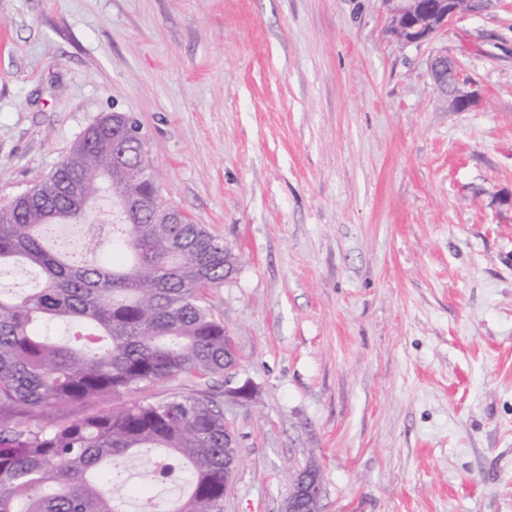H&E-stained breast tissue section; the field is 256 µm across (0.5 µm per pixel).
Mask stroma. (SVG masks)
Returning <instances> with one entry per match:
<instances>
[{
  "instance_id": "stroma-1",
  "label": "stroma",
  "mask_w": 512,
  "mask_h": 512,
  "mask_svg": "<svg viewBox=\"0 0 512 512\" xmlns=\"http://www.w3.org/2000/svg\"><path fill=\"white\" fill-rule=\"evenodd\" d=\"M443 50L483 98L453 112ZM129 112L159 191L239 258L224 512H512V0L430 40L380 0H0V205ZM322 485L312 468L300 471L293 482L292 489L285 501L284 512H314L309 508L320 505Z\"/></svg>"
}]
</instances>
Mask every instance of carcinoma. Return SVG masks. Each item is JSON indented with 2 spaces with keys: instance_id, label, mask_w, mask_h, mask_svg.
<instances>
[{
  "instance_id": "1",
  "label": "carcinoma",
  "mask_w": 512,
  "mask_h": 512,
  "mask_svg": "<svg viewBox=\"0 0 512 512\" xmlns=\"http://www.w3.org/2000/svg\"><path fill=\"white\" fill-rule=\"evenodd\" d=\"M87 127L44 179L0 206V271L29 268L42 286L0 290V512H129L111 462L158 448L177 462L188 495L163 509L149 494L171 467L142 477V512H224V463L235 449L223 407L207 392L127 400L180 376L224 375L236 357L208 302L236 258L190 217L151 224L117 201L143 186L112 166V117ZM112 209L85 237L96 261L63 256L46 239L87 225L88 207ZM62 323L76 339L52 342L37 325ZM105 401L109 409H97ZM86 408L75 417L71 408Z\"/></svg>"
}]
</instances>
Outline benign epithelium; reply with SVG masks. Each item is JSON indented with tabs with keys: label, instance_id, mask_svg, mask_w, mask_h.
I'll use <instances>...</instances> for the list:
<instances>
[{
	"label": "benign epithelium",
	"instance_id": "1",
	"mask_svg": "<svg viewBox=\"0 0 512 512\" xmlns=\"http://www.w3.org/2000/svg\"><path fill=\"white\" fill-rule=\"evenodd\" d=\"M388 21V30L409 35L407 44L419 43L443 29L459 13L488 3L490 0H466L460 6L459 0H382ZM432 75L439 91L448 96L450 107L465 111L481 101L476 84L464 75L460 66L448 62V57L437 55L431 64ZM233 370L224 373V396L235 403L250 401L249 385L229 387ZM322 485L313 469L300 471L293 482L285 501L284 512H309V508L320 504Z\"/></svg>",
	"mask_w": 512,
	"mask_h": 512
}]
</instances>
